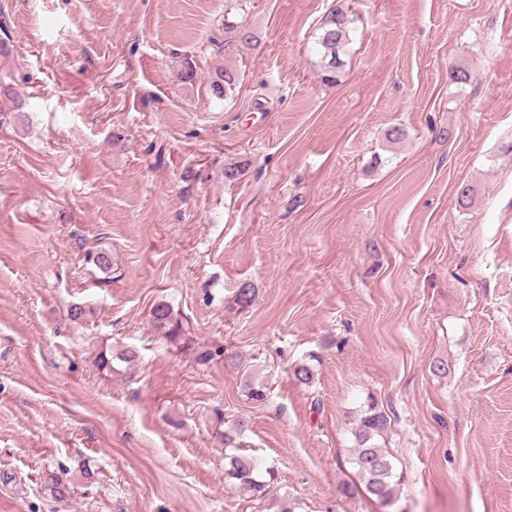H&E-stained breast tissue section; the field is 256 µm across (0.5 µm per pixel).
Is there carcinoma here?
<instances>
[{"label": "carcinoma", "mask_w": 512, "mask_h": 512, "mask_svg": "<svg viewBox=\"0 0 512 512\" xmlns=\"http://www.w3.org/2000/svg\"><path fill=\"white\" fill-rule=\"evenodd\" d=\"M355 18L352 12L341 7L332 8L318 27L314 36L316 52L321 57L322 79L334 82L337 74L344 66L341 56L345 54L352 42ZM198 75L196 63L185 58L179 73L180 81L187 87H194ZM240 84V73L231 67L217 68L209 78V94L218 101L231 97ZM151 322L154 329L166 340L176 343L182 337L183 327L179 315L173 309L160 304L153 308ZM224 355V349L206 342L198 343L196 360L206 364L216 357ZM138 353L132 348H124L107 354L97 355V365L101 370L114 371L113 363L134 364ZM214 422L224 426L220 434L224 442V480L232 487L246 493L265 495L275 481V473L271 469L260 472L256 458L242 450V437L247 431V423L242 419L233 422L224 420V413L214 411ZM388 428L385 412L370 399L353 423V464L361 477L366 492L384 505L394 501L395 491L401 476L395 472L391 455L379 444ZM44 493L55 500H64L70 496L71 487L56 473L48 471L43 480Z\"/></svg>", "instance_id": "cac0c4a2"}]
</instances>
